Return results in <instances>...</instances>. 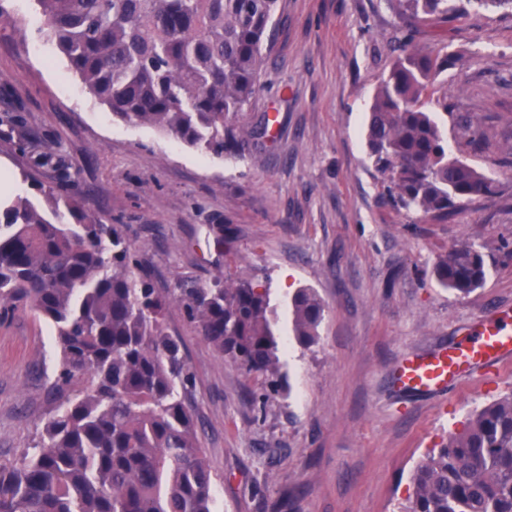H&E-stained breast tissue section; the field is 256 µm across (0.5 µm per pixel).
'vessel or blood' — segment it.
Here are the masks:
<instances>
[{
  "instance_id": "obj_1",
  "label": "vessel or blood",
  "mask_w": 512,
  "mask_h": 512,
  "mask_svg": "<svg viewBox=\"0 0 512 512\" xmlns=\"http://www.w3.org/2000/svg\"><path fill=\"white\" fill-rule=\"evenodd\" d=\"M512 362V312L500 310L455 345H438L398 362L395 376L405 389L433 396L472 376L476 368Z\"/></svg>"
}]
</instances>
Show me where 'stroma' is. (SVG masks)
Listing matches in <instances>:
<instances>
[{
    "label": "stroma",
    "mask_w": 512,
    "mask_h": 512,
    "mask_svg": "<svg viewBox=\"0 0 512 512\" xmlns=\"http://www.w3.org/2000/svg\"><path fill=\"white\" fill-rule=\"evenodd\" d=\"M0 170L12 193L43 147L60 169L45 186L76 193L145 248L158 284L247 274L267 285L288 333V299L310 288L325 305L316 345L281 355L291 392L257 411L260 386L200 336L180 305L166 323L195 372L199 446L216 512H399L410 477L469 414L512 391V363L436 398L393 388L406 354L453 343L512 310V10L468 0L448 25L459 63L443 80L448 153L495 180L494 195L445 223L393 209L367 154V109L408 32L387 0H280L259 91L243 123L278 116L275 132L217 159L149 127L113 119L45 34L35 0H0ZM467 116L483 138L456 123ZM15 118L16 126L6 125ZM32 146L20 148L22 133ZM467 242L487 276L468 295L444 288L436 262ZM58 358L29 310L0 320V459L31 447L52 408Z\"/></svg>",
    "instance_id": "obj_1"
}]
</instances>
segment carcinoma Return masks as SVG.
<instances>
[{
  "instance_id": "1",
  "label": "carcinoma",
  "mask_w": 512,
  "mask_h": 512,
  "mask_svg": "<svg viewBox=\"0 0 512 512\" xmlns=\"http://www.w3.org/2000/svg\"><path fill=\"white\" fill-rule=\"evenodd\" d=\"M46 33L112 117L149 126L215 157L241 155L269 118H240L258 91L278 0H35ZM410 29L435 28L428 47L402 41L378 85L364 132L392 204L439 221L496 182L448 155L439 120L454 65L445 26L457 0H391ZM41 206L0 197V313L29 307L51 328L59 372L39 441L0 463V512H216L215 484L188 400L193 372L165 319L176 302L202 338L267 380L259 410L287 389L277 309L248 275L156 287L123 226L80 196L35 182ZM467 295L486 279L483 255L460 244L436 265ZM292 336L318 341L324 304L310 288L290 298ZM400 512H512V392L476 410L411 476Z\"/></svg>"
}]
</instances>
